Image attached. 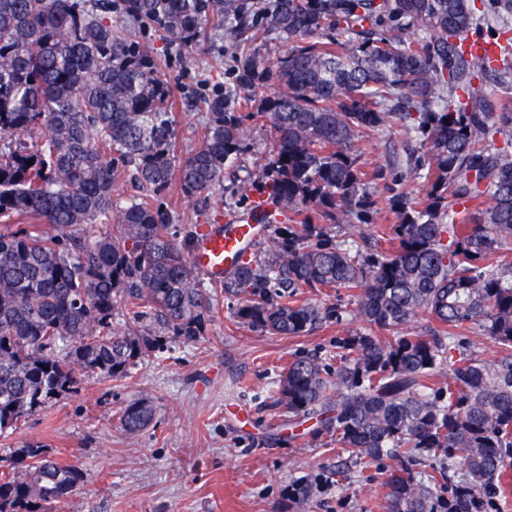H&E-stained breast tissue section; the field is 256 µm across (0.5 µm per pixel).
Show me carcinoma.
<instances>
[{
    "instance_id": "cac0c4a2",
    "label": "carcinoma",
    "mask_w": 512,
    "mask_h": 512,
    "mask_svg": "<svg viewBox=\"0 0 512 512\" xmlns=\"http://www.w3.org/2000/svg\"><path fill=\"white\" fill-rule=\"evenodd\" d=\"M511 16L512 0H493L491 20ZM485 21L471 0H0V436L83 383L128 376L161 349L150 323L197 340L218 288L274 336L341 321L299 295L343 288L386 335L341 339L334 367L294 359L274 406L362 468L394 459L391 512L493 505L512 458V153L496 141L512 138V40L475 51ZM149 27L184 51L220 32L235 58L191 150L137 35ZM273 40L289 44L274 61ZM486 76L505 97L474 85ZM247 118L274 143L239 222L268 235L206 284L189 261L199 225L172 223L161 198L177 185L207 208L241 170ZM380 127L419 141L406 164L423 189L385 198L395 223L365 249L334 229L369 223L370 185L400 164L361 161L358 137ZM121 173L137 189L124 201ZM421 312L430 325L407 333ZM474 327L499 347L491 364L448 357ZM154 414L137 400L121 425L137 435ZM417 450L434 462L424 478L406 465ZM23 454V476L0 475V512H38L85 481L42 445Z\"/></svg>"
}]
</instances>
